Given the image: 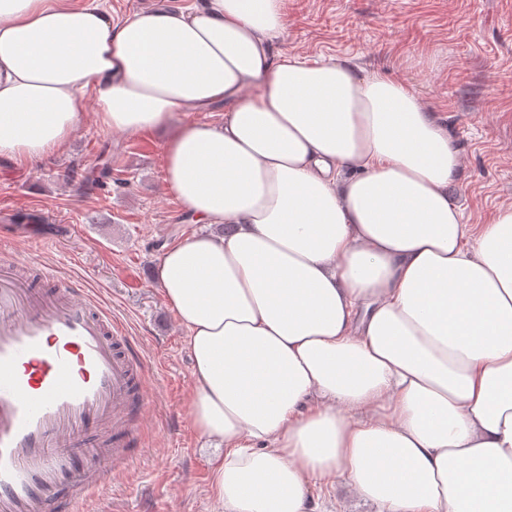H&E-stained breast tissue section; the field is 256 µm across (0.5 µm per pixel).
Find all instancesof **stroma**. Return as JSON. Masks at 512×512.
Segmentation results:
<instances>
[{"label":"stroma","instance_id":"35a3bbf8","mask_svg":"<svg viewBox=\"0 0 512 512\" xmlns=\"http://www.w3.org/2000/svg\"><path fill=\"white\" fill-rule=\"evenodd\" d=\"M274 53L345 56L407 82L445 125L462 157L452 196L471 232L512 204V0H284ZM86 119L53 156L0 158V225L25 234L0 251L38 252L96 290L148 366L140 446L112 466L90 512H214V451L195 430L187 330L153 280L157 258L198 232L165 187V130H102L86 90Z\"/></svg>","mask_w":512,"mask_h":512}]
</instances>
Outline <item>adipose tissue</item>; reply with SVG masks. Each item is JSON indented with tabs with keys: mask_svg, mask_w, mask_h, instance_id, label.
Listing matches in <instances>:
<instances>
[{
	"mask_svg": "<svg viewBox=\"0 0 512 512\" xmlns=\"http://www.w3.org/2000/svg\"><path fill=\"white\" fill-rule=\"evenodd\" d=\"M283 30V0H0V157L60 149L88 89L104 130L171 128L166 188L207 230L154 281L223 448L217 512H314V480L379 512H512V206L469 236L414 89L274 56ZM101 5L112 11L114 19H123L134 13L158 5L163 2V5L170 7H181L188 5L197 0H98ZM224 120V108L223 106L215 110L214 112H177L173 118V125L179 126L186 123L195 122H208L211 124H217Z\"/></svg>",
	"mask_w": 512,
	"mask_h": 512,
	"instance_id": "1",
	"label": "adipose tissue"
}]
</instances>
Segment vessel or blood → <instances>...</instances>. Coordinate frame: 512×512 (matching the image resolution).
<instances>
[{
    "mask_svg": "<svg viewBox=\"0 0 512 512\" xmlns=\"http://www.w3.org/2000/svg\"><path fill=\"white\" fill-rule=\"evenodd\" d=\"M131 339L83 280L39 255L0 257V512H86L131 457L128 417L144 411ZM98 437L101 466L69 449Z\"/></svg>",
    "mask_w": 512,
    "mask_h": 512,
    "instance_id": "obj_1",
    "label": "vessel or blood"
}]
</instances>
